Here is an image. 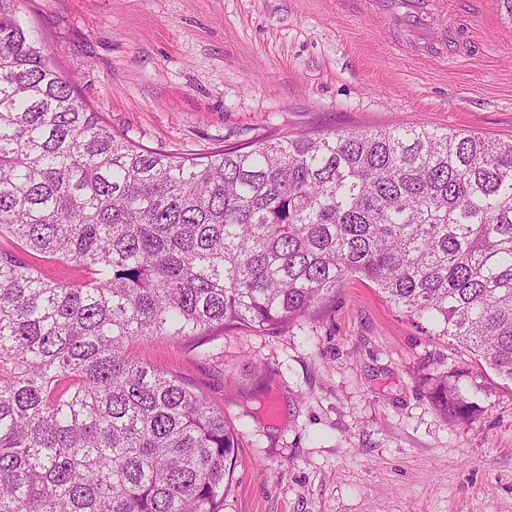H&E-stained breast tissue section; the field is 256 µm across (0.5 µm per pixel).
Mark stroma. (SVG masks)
<instances>
[{
	"label": "stroma",
	"instance_id": "1",
	"mask_svg": "<svg viewBox=\"0 0 512 512\" xmlns=\"http://www.w3.org/2000/svg\"><path fill=\"white\" fill-rule=\"evenodd\" d=\"M113 133L180 156L393 125L512 139V19L461 0L481 48L448 63L358 0H18ZM133 355L187 378L239 431L224 512H512V389L353 278L321 315ZM461 376L467 419L432 377ZM448 373L433 378L432 398L437 409L445 416L465 418L470 413V406L461 396L458 382H451Z\"/></svg>",
	"mask_w": 512,
	"mask_h": 512
}]
</instances>
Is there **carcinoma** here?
<instances>
[{"label":"carcinoma","mask_w":512,"mask_h":512,"mask_svg":"<svg viewBox=\"0 0 512 512\" xmlns=\"http://www.w3.org/2000/svg\"><path fill=\"white\" fill-rule=\"evenodd\" d=\"M17 2L0 0V512H223L239 430L130 345L273 333L354 277L512 384V140L394 126L177 158L112 133ZM39 258L90 276L50 280Z\"/></svg>","instance_id":"carcinoma-1"}]
</instances>
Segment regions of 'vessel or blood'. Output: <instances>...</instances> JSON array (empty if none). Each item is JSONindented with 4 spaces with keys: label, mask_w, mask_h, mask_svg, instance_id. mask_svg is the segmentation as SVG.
Instances as JSON below:
<instances>
[{
    "label": "vessel or blood",
    "mask_w": 512,
    "mask_h": 512,
    "mask_svg": "<svg viewBox=\"0 0 512 512\" xmlns=\"http://www.w3.org/2000/svg\"><path fill=\"white\" fill-rule=\"evenodd\" d=\"M367 9L389 17L408 32L414 41L424 45L448 46L449 59H456L466 45L458 27L438 28L432 23L435 14L449 18L457 16V0H408L405 11H398L393 0H361Z\"/></svg>",
    "instance_id": "1"
}]
</instances>
